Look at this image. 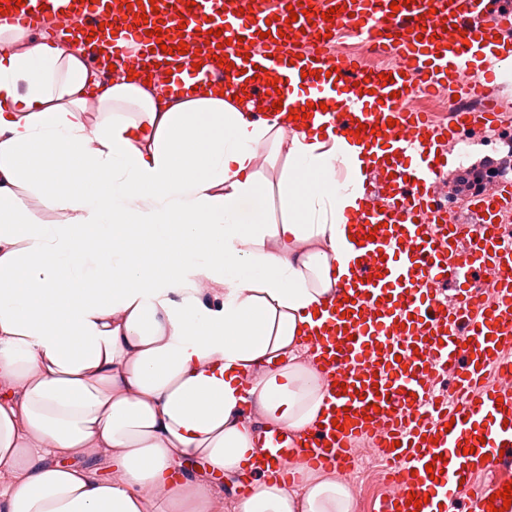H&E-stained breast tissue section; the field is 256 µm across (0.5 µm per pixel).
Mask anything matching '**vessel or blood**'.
Segmentation results:
<instances>
[{
  "label": "vessel or blood",
  "instance_id": "obj_1",
  "mask_svg": "<svg viewBox=\"0 0 512 512\" xmlns=\"http://www.w3.org/2000/svg\"><path fill=\"white\" fill-rule=\"evenodd\" d=\"M284 2L299 18L275 41L259 36L270 17L263 0H24L5 19L38 27L54 18L93 49L110 38L116 68L141 67L171 95L240 92L245 104L278 99L287 111L322 101L321 130L360 136L374 165L355 220L353 275L307 343L326 384L321 424L300 437L261 434L242 488L251 492L255 477L287 482L294 456L348 474L369 440L395 478L376 512H449L458 501L468 512L499 510L504 480L475 475L512 459V244L496 232L512 212V181L471 196L464 216L441 203L436 185L445 143L503 126L485 103L498 88L478 63L512 40V10L496 0H410L396 11L391 0ZM142 13L147 23L137 22ZM341 29L384 40L399 59L387 70L392 83L357 57L318 49ZM181 43L185 54H169ZM444 89L455 100L438 124L413 101ZM487 279L488 303L470 290ZM445 370L460 394L451 404L433 394Z\"/></svg>",
  "mask_w": 512,
  "mask_h": 512
}]
</instances>
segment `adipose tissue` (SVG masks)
I'll list each match as a JSON object with an SVG mask.
<instances>
[{"mask_svg": "<svg viewBox=\"0 0 512 512\" xmlns=\"http://www.w3.org/2000/svg\"><path fill=\"white\" fill-rule=\"evenodd\" d=\"M318 127L0 22V512H355L298 457L292 487L217 486L321 414L304 333L352 275L371 155Z\"/></svg>", "mask_w": 512, "mask_h": 512, "instance_id": "obj_1", "label": "adipose tissue"}]
</instances>
